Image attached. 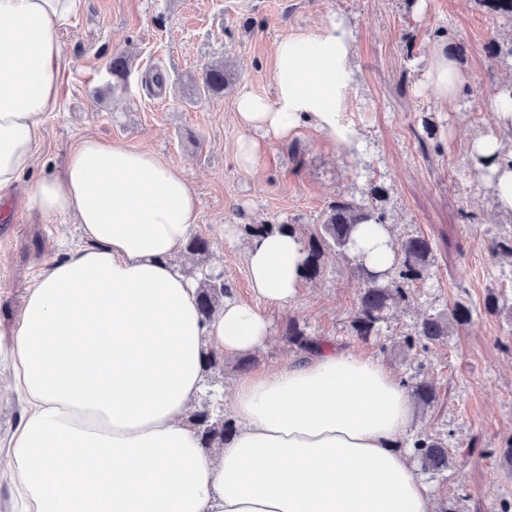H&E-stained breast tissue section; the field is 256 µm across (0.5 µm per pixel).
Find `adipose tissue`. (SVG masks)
I'll return each instance as SVG.
<instances>
[{
  "label": "adipose tissue",
  "instance_id": "ef3b65f1",
  "mask_svg": "<svg viewBox=\"0 0 512 512\" xmlns=\"http://www.w3.org/2000/svg\"><path fill=\"white\" fill-rule=\"evenodd\" d=\"M83 0H0V198L34 163L42 117L58 102L61 27ZM355 35L329 16L273 47L275 95L241 94L240 166L265 139L285 141L306 122L359 147L341 121L352 83ZM429 89L451 103L469 80L445 45L432 49ZM492 204L512 212V145L489 134ZM31 202L75 215L85 247L32 284L13 333L9 387L29 411L0 475L20 512H434L435 496L401 441L414 418L407 384L385 362L323 340L298 361L234 385L237 429L208 454L185 422L204 377L203 354L258 352L270 340L257 307L225 299L206 320L194 285L175 271L198 198L150 151L84 138L62 177L36 183ZM351 255L384 273L396 259L389 226L361 224ZM250 286L283 307L303 283L304 244L292 231L245 242Z\"/></svg>",
  "mask_w": 512,
  "mask_h": 512
}]
</instances>
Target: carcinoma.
I'll return each mask as SVG.
<instances>
[{"label":"carcinoma","mask_w":512,"mask_h":512,"mask_svg":"<svg viewBox=\"0 0 512 512\" xmlns=\"http://www.w3.org/2000/svg\"><path fill=\"white\" fill-rule=\"evenodd\" d=\"M495 15L512 17V0H480ZM232 72L224 62L206 65L202 83L208 95H221L231 84ZM387 189L376 182L370 183L368 200L364 204L338 201L329 206L320 230L309 236L305 245L304 278L312 280L325 270L326 254L337 249L349 250L351 234L358 224H383L386 222L382 203L386 201ZM396 262L386 273L375 274L357 262L355 273L363 281L358 305L351 321L352 335L367 340L379 331L382 313L390 306L407 297V287L423 280L432 258L433 246L427 239L415 236L395 243ZM210 250L207 238L195 235L188 239L185 251L198 256L197 271L192 274L197 284V298L201 314L209 319L224 298L230 295V288L224 283L223 275L214 274L204 268L205 257ZM472 317L471 309L461 302L454 303L448 312L427 314L417 327V340L428 347L440 343L448 336L454 325H464ZM286 339L297 349L305 352L311 349L317 339L307 335L296 322H291L285 331ZM415 404L424 408L434 402L436 389L426 379L412 378L407 382ZM189 420L204 448H222L224 441L233 433L230 422L213 416L209 404L189 412ZM415 457L424 471L437 474L448 469L449 454L445 441L440 437L418 439L414 443Z\"/></svg>","instance_id":"1"}]
</instances>
